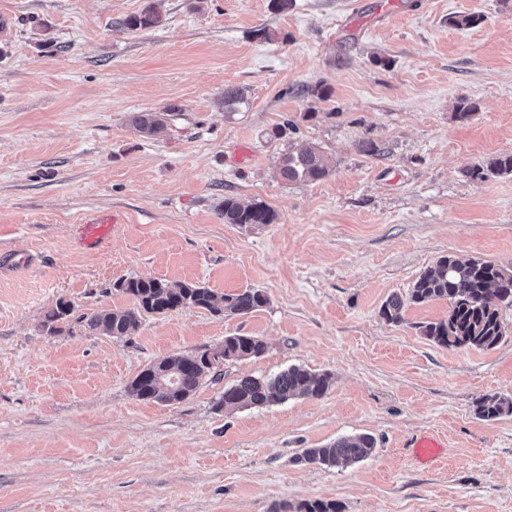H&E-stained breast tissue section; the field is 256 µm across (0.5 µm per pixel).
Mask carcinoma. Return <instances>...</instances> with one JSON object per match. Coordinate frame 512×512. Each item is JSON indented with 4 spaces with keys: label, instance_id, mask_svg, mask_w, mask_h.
Returning a JSON list of instances; mask_svg holds the SVG:
<instances>
[{
    "label": "carcinoma",
    "instance_id": "1",
    "mask_svg": "<svg viewBox=\"0 0 512 512\" xmlns=\"http://www.w3.org/2000/svg\"><path fill=\"white\" fill-rule=\"evenodd\" d=\"M161 23V17L148 7L141 13L125 18L121 26L129 30L147 29ZM248 106L246 91L239 87L224 89V109L241 112ZM133 128L145 137H154L164 128L163 121L150 112H136L130 118ZM332 172L327 157L319 150L306 148L290 151L280 157L279 176L286 181H318ZM511 175L512 154L495 156L483 165L468 170L473 178L486 174ZM226 224H270L275 215L260 204L244 205L234 197L224 198L220 207ZM115 288L134 300L130 308L106 309L87 318V326L107 336L131 335L139 326L141 315L162 314L182 307L193 306L214 314H248L268 303L266 295L254 289L217 296L210 289L195 284L171 285L151 277H135L119 281ZM434 300L448 301V316L422 326L423 335L446 348H482L497 346L507 327L502 311L512 307V270L481 258H460L456 255L440 257L425 268L406 296L389 297L380 309L388 322L403 321V311L409 304ZM72 313L70 303L58 301L45 315L49 331H57L55 324ZM266 344L254 336H226L220 352L203 348L191 356H171L144 369L133 381L137 397L165 404H175L193 395L203 380L214 372L219 360H239L258 357ZM212 354L213 365H204L207 354ZM169 370L166 384L155 379L161 368ZM331 385L328 373H313L293 366L274 377H247L224 388L217 407L235 409L285 402L294 397L320 398ZM478 416L486 421L512 415V399L498 395L483 396L477 403ZM375 449V439L369 434L344 437L322 448H308L299 461L309 464L335 466L357 463L367 459ZM296 512H340L334 502H303Z\"/></svg>",
    "mask_w": 512,
    "mask_h": 512
}]
</instances>
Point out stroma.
<instances>
[{"label": "stroma", "mask_w": 512, "mask_h": 512, "mask_svg": "<svg viewBox=\"0 0 512 512\" xmlns=\"http://www.w3.org/2000/svg\"><path fill=\"white\" fill-rule=\"evenodd\" d=\"M150 6L159 26L122 27ZM0 18V512H512V415L476 414L512 398V309L490 350L422 335L444 300L380 314L440 256L512 269V175L467 173L512 154V0H0ZM228 87L247 110L225 111ZM135 112L165 132L142 137ZM308 146L333 173L281 180L282 154ZM227 196L274 222L225 223ZM111 210L124 223L86 248L84 217ZM131 277L268 303L146 314L121 338L82 324L132 307L116 288ZM61 299L74 319L52 333ZM232 335L265 353L178 404L133 393L148 365ZM292 366L330 388L217 408ZM360 433L376 439L363 462L298 460ZM415 433L442 456L416 460ZM133 128L145 137H154L164 128L163 121L150 112H136L130 118ZM477 414L486 421H492L504 415H512V399L498 395L483 396L478 400Z\"/></svg>", "instance_id": "stroma-1"}]
</instances>
